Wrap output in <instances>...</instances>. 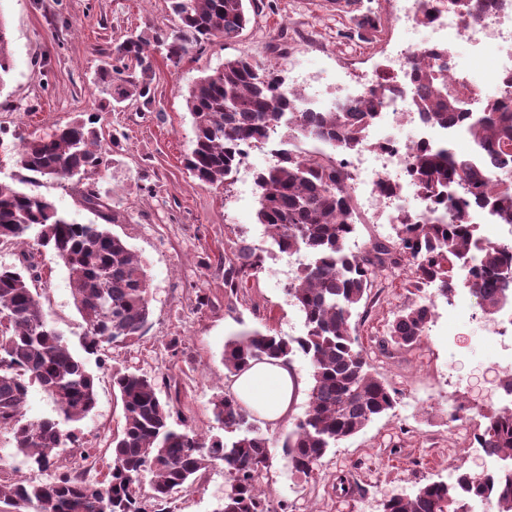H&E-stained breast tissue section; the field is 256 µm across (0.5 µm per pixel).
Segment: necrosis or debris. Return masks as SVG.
<instances>
[{
	"mask_svg": "<svg viewBox=\"0 0 512 512\" xmlns=\"http://www.w3.org/2000/svg\"><path fill=\"white\" fill-rule=\"evenodd\" d=\"M401 2L395 23L401 30L402 43L382 71L366 76L360 85L339 84L329 92L325 91L318 76L304 79L297 86L307 100L322 108L338 111L365 99L380 83L391 82L393 91L381 107L377 122L367 131L372 139L371 145L349 161L354 180L368 189L366 202L372 209L377 208L382 198L377 189L379 182L396 186L393 202L399 207L408 204V195L414 190L408 175L412 145L388 136L387 128L414 124L419 128V141L432 138L428 125L423 124L414 107L415 87L409 76L414 55L430 49L449 54L461 40L479 50L493 51L495 60L490 79L498 89L497 99L501 102L512 99V0H499L497 6L487 9L480 20L470 24L446 9L426 21L422 18V0ZM447 85L449 93L459 96L460 111H482L486 100L480 84L471 75L469 64L457 60L450 63Z\"/></svg>",
	"mask_w": 512,
	"mask_h": 512,
	"instance_id": "necrosis-or-debris-1",
	"label": "necrosis or debris"
}]
</instances>
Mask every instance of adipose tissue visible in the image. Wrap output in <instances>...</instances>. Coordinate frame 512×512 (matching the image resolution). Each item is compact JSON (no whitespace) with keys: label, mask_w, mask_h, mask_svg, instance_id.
<instances>
[{"label":"adipose tissue","mask_w":512,"mask_h":512,"mask_svg":"<svg viewBox=\"0 0 512 512\" xmlns=\"http://www.w3.org/2000/svg\"><path fill=\"white\" fill-rule=\"evenodd\" d=\"M298 389V376L284 359L251 363L235 375L230 386L240 403L272 424L287 416Z\"/></svg>","instance_id":"ef3b65f1"}]
</instances>
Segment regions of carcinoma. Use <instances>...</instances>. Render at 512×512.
I'll return each instance as SVG.
<instances>
[{"instance_id":"obj_1","label":"carcinoma","mask_w":512,"mask_h":512,"mask_svg":"<svg viewBox=\"0 0 512 512\" xmlns=\"http://www.w3.org/2000/svg\"><path fill=\"white\" fill-rule=\"evenodd\" d=\"M466 21L495 0H447ZM264 0H171L178 24L155 37L156 46L176 67L195 48L215 38L239 37L251 13ZM381 28V18L368 11L355 24L361 37ZM6 27L0 20V85L10 71ZM131 60L139 75L123 77ZM433 51L413 66L415 105L421 119L444 130L448 121L467 120L465 129L474 154L457 155L448 143L424 142L413 149V186L430 205L431 215L399 214L394 237L370 243L353 254L346 239L361 223L347 185L344 156L366 146L365 131L391 90L381 85L354 108L310 112L300 93L288 91L283 69L252 57L224 61L201 77L185 95L194 130L186 168L200 182L229 186L253 150L271 148L275 162L256 175L258 223L269 230L281 252L303 253L306 261L288 283V295L304 316V334L285 338L255 331L224 344V367L236 374L250 362L286 359L301 351L313 367L314 384L304 418L282 441L288 465L310 475L324 455L395 405L394 391L375 375L359 349L353 312L367 300L379 272L406 264L409 287L419 292L431 285L449 297L455 291L453 272L471 267L470 291L479 309L494 313L503 301L501 289L512 283V242L474 237L473 209L489 208L500 224H512V182H496L488 166L512 164V111L490 101L487 111L470 115L442 90L446 68ZM154 57L149 44L134 35L112 49V63L101 68L96 82L112 91V100L150 98ZM97 117L77 120L52 136L22 138L15 165L35 176L68 180L108 163L98 149L93 128ZM318 143L311 150L292 144ZM85 203L103 223L79 224L61 215L48 198L0 182V245L21 246L36 236L69 272L75 305L86 331L81 347L102 356L146 334L150 322V280L146 264L107 225L119 213L102 214L109 205L93 192ZM261 255L241 247L224 258V287L237 293L240 283L263 268ZM38 274L25 263L0 266V430L13 432L16 452L42 468L57 463L70 435L61 422H77L96 406L95 378L47 323L35 287ZM433 304L417 300L393 313L389 342L411 349L426 334ZM123 408L124 423L112 440V466L100 484L88 482L78 468L45 481L0 484V503L10 512H147L146 500L161 505L191 487L209 461L221 460L227 471L222 507L217 512H266L261 479L270 461L271 439L255 425L250 411L221 393L212 401L215 420L229 440H205L189 427L171 422L174 403L159 397L156 379L128 368L112 374ZM38 384L53 400L62 420L28 419V386ZM478 431L488 455L512 453V407L486 416ZM151 475L149 498L142 480ZM493 474H458L452 484L433 481L411 495L391 497L382 512H468V500L481 498ZM492 512H512V480L498 498H489Z\"/></svg>"}]
</instances>
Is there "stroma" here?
<instances>
[{"instance_id": "1", "label": "stroma", "mask_w": 512, "mask_h": 512, "mask_svg": "<svg viewBox=\"0 0 512 512\" xmlns=\"http://www.w3.org/2000/svg\"><path fill=\"white\" fill-rule=\"evenodd\" d=\"M231 44L216 39L192 51L179 66L163 53L154 55L151 100L113 102L93 83L112 48L128 36L154 39L174 29L169 0H0L7 23L11 70L0 86V181L52 200L58 211L80 224L97 216L84 202L87 191L115 206L120 214L112 233L121 237L146 265L151 283L150 328L139 341L113 349L105 366L87 357L96 383L95 409L69 424L75 442L62 448L60 464L84 463L91 480L103 479L112 461L109 445L120 431L122 404L112 372L131 368L171 384L160 397L179 392V411L202 437L224 436L212 414V400L231 377L222 359L225 342L256 330L284 337L302 335L304 324L287 294L299 256L280 253L264 225L258 224V171L274 162L266 150L252 151L229 188L209 186L184 166L193 136L184 95L200 77L240 55L270 57L279 45L286 80L335 71L359 73L380 61L385 40L347 38L356 16L373 8L380 16L391 0H270ZM110 162L102 169L67 181L19 182L14 156L22 137L46 135L89 114ZM246 244L264 258V268L236 295L224 288L218 258ZM28 255L42 278L36 284L46 319L79 348L85 324L79 315L68 272L50 251L0 249V264ZM407 269L379 273L377 285L354 320L369 363L396 393V405L353 437L330 449L310 476L293 471L278 438L306 412L313 369L306 356L288 357L299 375L301 399L279 424L262 423L273 441L262 496L269 512H382L384 499L413 493L433 481H453L457 472L484 470L482 449L468 440L482 429L485 416L512 405L498 383L504 372L499 337L473 318L467 287L451 297L436 287L424 295L434 315L421 343L409 350H384L387 325L395 311L414 301L404 281ZM467 415L450 420L458 404ZM17 456L13 435L0 432V480L41 481L54 477ZM226 471L214 461L192 488L178 494L170 512H216L224 498Z\"/></svg>"}]
</instances>
